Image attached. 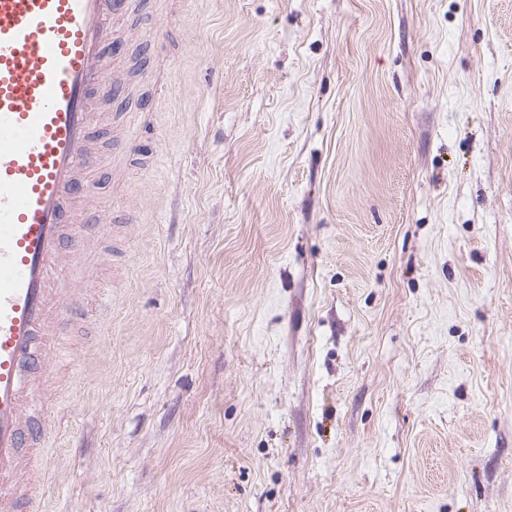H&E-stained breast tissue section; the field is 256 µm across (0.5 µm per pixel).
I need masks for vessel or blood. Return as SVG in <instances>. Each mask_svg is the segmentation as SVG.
I'll return each mask as SVG.
<instances>
[{"mask_svg":"<svg viewBox=\"0 0 512 512\" xmlns=\"http://www.w3.org/2000/svg\"><path fill=\"white\" fill-rule=\"evenodd\" d=\"M125 0H0V512H23L51 433L40 381L60 306L52 273L90 201L93 100L117 57L108 22Z\"/></svg>","mask_w":512,"mask_h":512,"instance_id":"b4317fda","label":"vessel or blood"}]
</instances>
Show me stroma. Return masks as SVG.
<instances>
[{"label":"stroma","instance_id":"35a3bbf8","mask_svg":"<svg viewBox=\"0 0 512 512\" xmlns=\"http://www.w3.org/2000/svg\"><path fill=\"white\" fill-rule=\"evenodd\" d=\"M112 32L38 512H512V0Z\"/></svg>","mask_w":512,"mask_h":512}]
</instances>
